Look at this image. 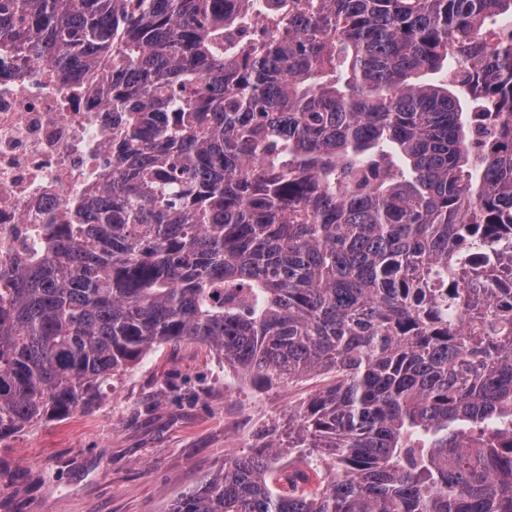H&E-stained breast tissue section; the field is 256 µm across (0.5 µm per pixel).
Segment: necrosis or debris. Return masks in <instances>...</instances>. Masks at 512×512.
Returning a JSON list of instances; mask_svg holds the SVG:
<instances>
[{
    "label": "necrosis or debris",
    "mask_w": 512,
    "mask_h": 512,
    "mask_svg": "<svg viewBox=\"0 0 512 512\" xmlns=\"http://www.w3.org/2000/svg\"><path fill=\"white\" fill-rule=\"evenodd\" d=\"M111 156L112 114L91 75L0 53V264L98 194Z\"/></svg>",
    "instance_id": "4bbe7bcc"
}]
</instances>
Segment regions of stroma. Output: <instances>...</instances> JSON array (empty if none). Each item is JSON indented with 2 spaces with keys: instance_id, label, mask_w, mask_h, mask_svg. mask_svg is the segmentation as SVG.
<instances>
[{
  "instance_id": "obj_1",
  "label": "stroma",
  "mask_w": 512,
  "mask_h": 512,
  "mask_svg": "<svg viewBox=\"0 0 512 512\" xmlns=\"http://www.w3.org/2000/svg\"><path fill=\"white\" fill-rule=\"evenodd\" d=\"M322 383L261 388L201 345L161 346L91 411L0 440V512H169Z\"/></svg>"
}]
</instances>
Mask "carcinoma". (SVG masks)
I'll return each instance as SVG.
<instances>
[{
  "instance_id": "obj_1",
  "label": "carcinoma",
  "mask_w": 512,
  "mask_h": 512,
  "mask_svg": "<svg viewBox=\"0 0 512 512\" xmlns=\"http://www.w3.org/2000/svg\"><path fill=\"white\" fill-rule=\"evenodd\" d=\"M0 51L112 108L103 195L0 269V439L194 341L334 381L170 512H512V0H0Z\"/></svg>"
}]
</instances>
